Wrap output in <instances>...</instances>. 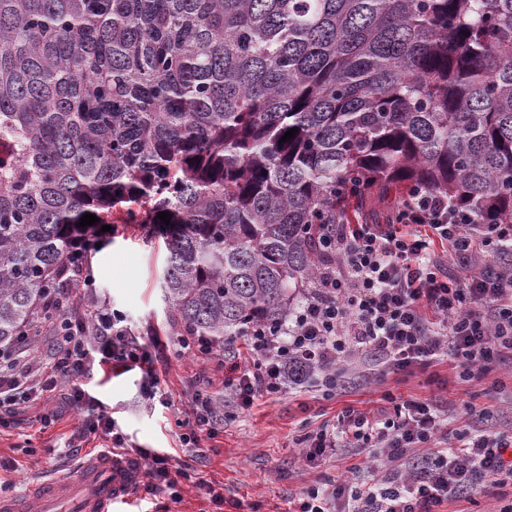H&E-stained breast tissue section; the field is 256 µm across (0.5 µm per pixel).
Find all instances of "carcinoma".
Returning a JSON list of instances; mask_svg holds the SVG:
<instances>
[{"instance_id":"cac0c4a2","label":"carcinoma","mask_w":512,"mask_h":512,"mask_svg":"<svg viewBox=\"0 0 512 512\" xmlns=\"http://www.w3.org/2000/svg\"><path fill=\"white\" fill-rule=\"evenodd\" d=\"M394 189L512 224V0H0L4 346L117 223L164 240L177 335L276 330L311 225Z\"/></svg>"}]
</instances>
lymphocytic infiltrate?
<instances>
[{
	"label": "lymphocytic infiltrate",
	"instance_id": "lymphocytic-infiltrate-1",
	"mask_svg": "<svg viewBox=\"0 0 512 512\" xmlns=\"http://www.w3.org/2000/svg\"><path fill=\"white\" fill-rule=\"evenodd\" d=\"M508 240L512 224L454 219L447 201L422 191L403 200L395 223L331 225L320 238L326 261L317 283L284 330L255 326L245 338L248 361L225 356V395L238 408L251 407L257 397L282 394L289 371L341 391L343 372L366 365L379 375L409 374L448 359L469 382L512 364V266L485 269ZM437 246L457 261L456 278L433 256ZM57 308L61 319L47 357L18 345L0 349V409L59 394L82 416L64 442L67 456L101 437L113 455L146 461V491L179 499L180 482L196 475L192 464L173 467L169 454L131 442L81 383L95 367H136L144 399L166 404L149 346L121 311L62 300ZM489 417V409L471 407L453 429L433 399L389 393L376 409L344 408L333 426L300 438L301 457L324 461L366 448L386 470L357 485L343 478L307 488L294 512H443L478 495L503 497L512 486V430L484 428Z\"/></svg>",
	"mask_w": 512,
	"mask_h": 512
}]
</instances>
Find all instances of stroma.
<instances>
[{"instance_id":"35a3bbf8","label":"stroma","mask_w":512,"mask_h":512,"mask_svg":"<svg viewBox=\"0 0 512 512\" xmlns=\"http://www.w3.org/2000/svg\"><path fill=\"white\" fill-rule=\"evenodd\" d=\"M167 250L162 239L150 237L144 224L120 225L118 233L104 235L100 250L92 252L87 270L93 287L79 286L71 295L80 304L101 303L124 312L143 340L172 338L167 307L162 299L160 276ZM222 348L210 358L196 360L162 351L157 369L168 406L149 407L140 390V373L103 375L94 371L84 379L86 389L105 407L123 431L141 447L165 451L175 461L187 460L181 437L189 432L187 410L200 380L212 379L221 390ZM396 396L435 397L449 404L455 417L465 415L469 405L491 411L487 423L494 430L512 429V367L500 365L482 381L461 382L447 365L420 367L402 378L388 377L371 386L354 385L346 393L326 396L302 385L276 397H257L247 409L225 404L224 427L216 436L200 433L196 467L202 479L224 491L223 512H291L292 500L306 487L347 476L351 465H359L358 481L372 479L384 464L367 454H345L327 463L309 464L299 456V435L335 420L343 407L375 406L384 392ZM20 406L4 414L0 427V458L12 461L13 469H0V494L14 496L32 483L68 472L74 459L62 452L63 438L78 424L80 416L59 411L54 425L43 427L44 408ZM180 500L153 496L145 490L133 495L123 512H213L214 506L202 490L181 483Z\"/></svg>"}]
</instances>
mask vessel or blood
I'll return each mask as SVG.
<instances>
[{"instance_id": "1", "label": "vessel or blood", "mask_w": 512, "mask_h": 512, "mask_svg": "<svg viewBox=\"0 0 512 512\" xmlns=\"http://www.w3.org/2000/svg\"><path fill=\"white\" fill-rule=\"evenodd\" d=\"M138 460L99 453L63 479H50L20 497H0V512H113L130 504L140 478Z\"/></svg>"}]
</instances>
